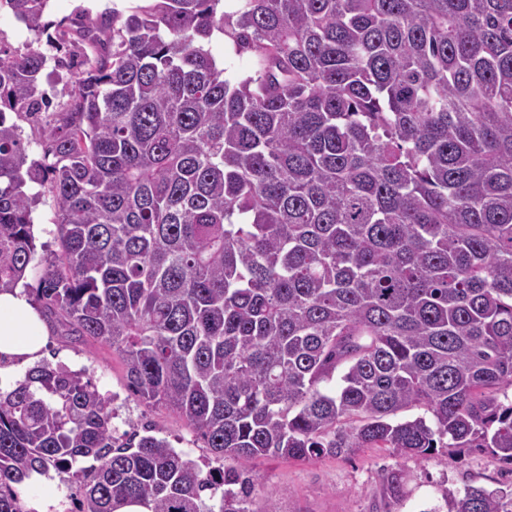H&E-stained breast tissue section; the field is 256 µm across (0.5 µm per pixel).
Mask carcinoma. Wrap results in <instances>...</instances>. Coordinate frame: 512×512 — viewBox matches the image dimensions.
I'll list each match as a JSON object with an SVG mask.
<instances>
[{
  "label": "carcinoma",
  "mask_w": 512,
  "mask_h": 512,
  "mask_svg": "<svg viewBox=\"0 0 512 512\" xmlns=\"http://www.w3.org/2000/svg\"><path fill=\"white\" fill-rule=\"evenodd\" d=\"M47 5L0 0L38 33ZM216 33L253 74L224 77ZM81 37L37 160L5 111L50 110L48 59L0 45V291L35 261L47 183L42 316L111 347L208 456L118 434L85 371L43 361L0 390V512L51 469L79 512H278L252 509L253 459L512 464V0H136ZM440 495L512 512V492ZM37 191L41 193L38 205L33 212L37 254L35 262L24 280L27 285L24 284L23 287L26 288V292L35 306L39 307L40 302L36 298L35 288L38 286L40 271L44 260L50 258V253L58 250V245L55 239L57 214L53 197L48 192L47 185L41 187L37 184H31L30 192ZM42 245L44 246L42 247Z\"/></svg>",
  "instance_id": "carcinoma-1"
}]
</instances>
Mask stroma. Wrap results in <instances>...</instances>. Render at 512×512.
Wrapping results in <instances>:
<instances>
[{"instance_id":"1","label":"stroma","mask_w":512,"mask_h":512,"mask_svg":"<svg viewBox=\"0 0 512 512\" xmlns=\"http://www.w3.org/2000/svg\"><path fill=\"white\" fill-rule=\"evenodd\" d=\"M127 5L128 0H49L44 18L97 23L105 12ZM0 44L21 52L30 47L40 49L48 58L42 72L45 87L71 88L81 77L79 68L69 62L71 47L57 48L46 35L27 29L7 11L0 12ZM33 218L38 249L26 278L30 294L38 286L45 259L58 249L56 207L49 192L41 193ZM48 349L52 363L63 362L71 369L85 370L102 394L113 397L120 431L148 426L174 448L195 458L206 455L203 442L178 415L163 407L148 406L126 389L121 359L108 345L71 343L61 328L53 326L49 329ZM250 467L256 479L254 507H262L270 495L279 512H432L441 486L502 489L512 479V470L487 448H466L428 460L393 449L361 448L346 457L322 456L306 461L262 457L253 460ZM394 472L404 476L396 494L387 489V478Z\"/></svg>"}]
</instances>
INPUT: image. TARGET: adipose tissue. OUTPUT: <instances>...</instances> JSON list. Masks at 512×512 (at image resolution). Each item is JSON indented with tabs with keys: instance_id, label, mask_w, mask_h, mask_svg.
Returning a JSON list of instances; mask_svg holds the SVG:
<instances>
[{
	"instance_id": "1",
	"label": "adipose tissue",
	"mask_w": 512,
	"mask_h": 512,
	"mask_svg": "<svg viewBox=\"0 0 512 512\" xmlns=\"http://www.w3.org/2000/svg\"><path fill=\"white\" fill-rule=\"evenodd\" d=\"M48 331L40 313L23 289L0 291V388L19 381V368L35 366L47 343ZM57 475L32 473L20 485L28 512H57L62 491Z\"/></svg>"
}]
</instances>
